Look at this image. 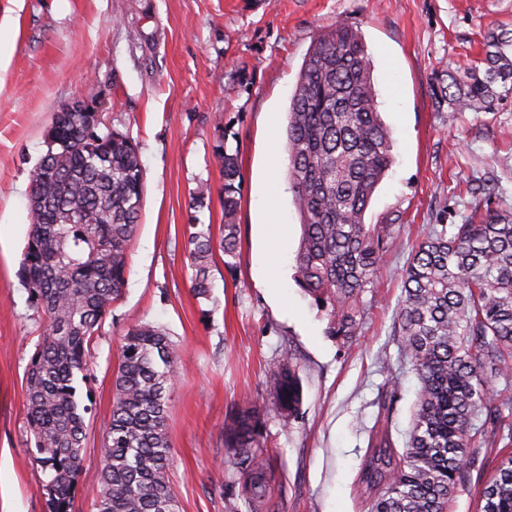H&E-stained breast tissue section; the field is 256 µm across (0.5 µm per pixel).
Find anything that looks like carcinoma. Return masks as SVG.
<instances>
[{"instance_id":"cac0c4a2","label":"carcinoma","mask_w":512,"mask_h":512,"mask_svg":"<svg viewBox=\"0 0 512 512\" xmlns=\"http://www.w3.org/2000/svg\"><path fill=\"white\" fill-rule=\"evenodd\" d=\"M486 78L448 92L461 109H484L496 82L512 81V38L490 36ZM288 181L300 216L294 281L328 317V334L353 336L361 294L375 283L394 225L368 224L372 196L393 164L391 131L378 109L373 68L361 31L338 22L304 59L288 109ZM224 224L190 225L191 288L204 298L219 250L237 257L241 205L237 153L222 146ZM145 172L129 137L97 112H56L32 180L30 231L19 276L46 325L26 377V417L46 475L49 512H69L82 473L83 409L76 378L92 365L90 346L121 297L129 245L139 223ZM397 314L401 353L417 391L402 451L381 432L370 442L360 488L371 512H448L464 469L512 398V213L464 224H434L411 250ZM178 349L164 329L139 322L123 336L105 426L98 512H179L167 478V402ZM273 404L294 412L302 393L293 358L270 369ZM224 464L246 476L258 505L267 475L259 429L262 406L243 400ZM477 512H512V454L480 491Z\"/></svg>"}]
</instances>
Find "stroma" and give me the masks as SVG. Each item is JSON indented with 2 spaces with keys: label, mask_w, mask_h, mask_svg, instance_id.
Returning <instances> with one entry per match:
<instances>
[{
  "label": "stroma",
  "mask_w": 512,
  "mask_h": 512,
  "mask_svg": "<svg viewBox=\"0 0 512 512\" xmlns=\"http://www.w3.org/2000/svg\"><path fill=\"white\" fill-rule=\"evenodd\" d=\"M339 21L364 35L392 131L394 163L365 221L398 235L349 341L328 335L325 312L293 279L300 220L285 147L303 59ZM501 30L512 33V0H0V512H48L25 408L45 318L19 269L53 114L87 87L108 127L136 144L145 192L126 286L78 385L86 448L71 512H97L113 370L137 321L162 327L179 349L168 478L180 512H251L241 475L224 466L225 440L244 397L267 400L284 353L302 403L264 417L262 512H369L358 486L369 440L385 429L402 447L419 388L397 323L410 250L426 225L512 213V90L477 112L446 97L468 68L485 71L486 37ZM222 144L238 153V257L229 269L216 254L204 299L192 292L187 238L190 225L224 222ZM503 446L486 434L448 512H476Z\"/></svg>",
  "instance_id": "obj_1"
}]
</instances>
